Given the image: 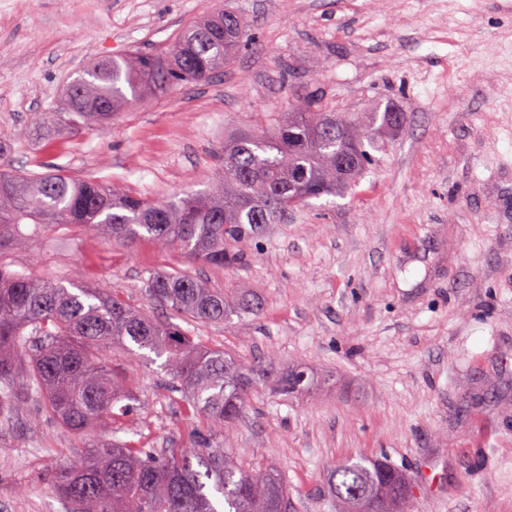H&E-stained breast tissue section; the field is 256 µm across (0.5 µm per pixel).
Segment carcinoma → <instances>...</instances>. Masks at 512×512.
Returning <instances> with one entry per match:
<instances>
[{"label":"carcinoma","mask_w":512,"mask_h":512,"mask_svg":"<svg viewBox=\"0 0 512 512\" xmlns=\"http://www.w3.org/2000/svg\"><path fill=\"white\" fill-rule=\"evenodd\" d=\"M251 33L247 20L225 9L197 21L162 54L98 60L68 88L63 124L105 128L140 100L206 81L233 62ZM403 123L404 113L390 105L327 112L312 94L292 97L268 130L228 135L207 189L182 198L148 200L91 176L0 168V244L29 249L22 224L36 232L78 226L123 246L147 237L200 265L230 267L236 248L262 225L284 221L312 199L347 196L369 170L379 134ZM145 292L151 304L190 322L258 310L247 289H239L233 309L223 291L182 271L153 274ZM112 346L133 361L160 362L180 387L200 419L191 447L96 438L102 425L128 417L135 401L126 378L101 358ZM270 365V358L245 364L198 343L109 288L30 280L0 264V415L38 394L60 425L92 438L84 453L52 471L73 512H286L281 477L264 467L246 470L226 451L249 391L269 381ZM297 374L277 378V390L288 396L304 389ZM330 481L340 512H411L409 483L386 460H347Z\"/></svg>","instance_id":"carcinoma-1"}]
</instances>
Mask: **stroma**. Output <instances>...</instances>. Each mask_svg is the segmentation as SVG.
<instances>
[{"instance_id": "obj_1", "label": "stroma", "mask_w": 512, "mask_h": 512, "mask_svg": "<svg viewBox=\"0 0 512 512\" xmlns=\"http://www.w3.org/2000/svg\"><path fill=\"white\" fill-rule=\"evenodd\" d=\"M227 6L253 39L211 82L57 136L62 92L91 61L161 51ZM310 88L331 112L395 103L403 128L351 195L265 225L238 264L87 229L44 230L0 263L137 307L160 271L251 289L258 313L191 331L242 362L313 372L292 398L253 390L233 431L244 468L281 474L288 512H336L326 474L358 457L406 471L414 512H512V0H0V156L14 172L48 157L149 200L199 192L225 132L265 127ZM105 359L138 398L126 426L147 447H189L197 421L171 378ZM88 442L35 399L0 417V512H67L48 472Z\"/></svg>"}]
</instances>
